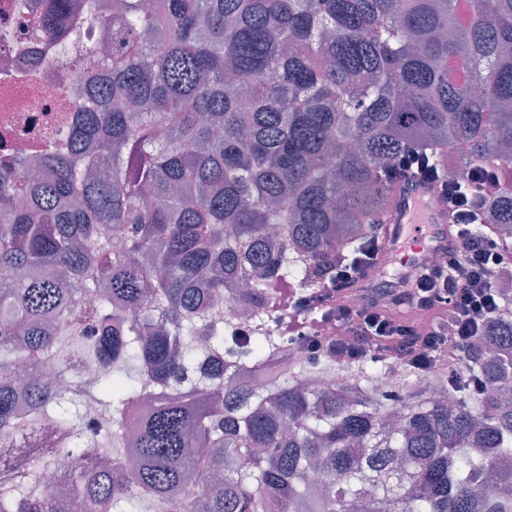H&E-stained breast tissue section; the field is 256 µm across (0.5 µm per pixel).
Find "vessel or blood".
Listing matches in <instances>:
<instances>
[{"instance_id":"1","label":"vessel or blood","mask_w":512,"mask_h":512,"mask_svg":"<svg viewBox=\"0 0 512 512\" xmlns=\"http://www.w3.org/2000/svg\"><path fill=\"white\" fill-rule=\"evenodd\" d=\"M381 234L385 252L401 256L408 274L426 264L429 250H449L457 244L438 185L418 179L393 185Z\"/></svg>"}]
</instances>
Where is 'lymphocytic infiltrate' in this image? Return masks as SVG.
I'll list each match as a JSON object with an SVG mask.
<instances>
[{
    "label": "lymphocytic infiltrate",
    "instance_id": "obj_1",
    "mask_svg": "<svg viewBox=\"0 0 512 512\" xmlns=\"http://www.w3.org/2000/svg\"><path fill=\"white\" fill-rule=\"evenodd\" d=\"M498 178L497 168L475 166L450 181L444 196L458 243L446 263L424 266L404 282L365 289L363 307L331 303L357 282L359 272L353 265L338 269L331 284L314 294L274 287L279 334L313 359L334 351L359 359L387 350L412 357L425 372L436 367L447 350L462 351L498 307L494 273L512 266V253L501 250L494 232L472 231L483 206L482 189ZM443 306L448 309L445 327L425 330L408 317L412 311L428 313Z\"/></svg>",
    "mask_w": 512,
    "mask_h": 512
}]
</instances>
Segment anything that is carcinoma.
<instances>
[{
	"instance_id": "obj_1",
	"label": "carcinoma",
	"mask_w": 512,
	"mask_h": 512,
	"mask_svg": "<svg viewBox=\"0 0 512 512\" xmlns=\"http://www.w3.org/2000/svg\"><path fill=\"white\" fill-rule=\"evenodd\" d=\"M36 2L31 40L98 10ZM99 67L69 143L0 167V512H512V290L467 349L483 389L408 366L389 403L393 358H286L215 305L354 263L406 146L442 181L496 167L477 228L512 244V0H117ZM62 449L71 491L42 495Z\"/></svg>"
}]
</instances>
